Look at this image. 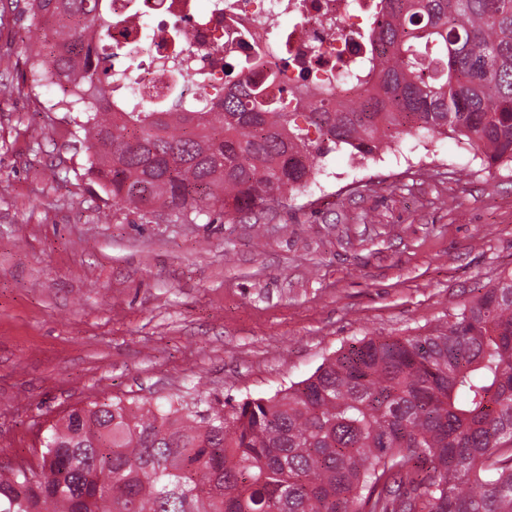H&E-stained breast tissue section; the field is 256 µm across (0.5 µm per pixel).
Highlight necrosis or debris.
<instances>
[{"mask_svg": "<svg viewBox=\"0 0 512 512\" xmlns=\"http://www.w3.org/2000/svg\"><path fill=\"white\" fill-rule=\"evenodd\" d=\"M112 9V97L128 103L163 95L166 66L182 62V95L193 100L224 92V61L262 55L278 71L277 88L300 98L305 87L336 77L339 61L354 59L356 39L372 21L374 0H108ZM287 14L292 26L267 19ZM134 61L133 82L124 79Z\"/></svg>", "mask_w": 512, "mask_h": 512, "instance_id": "obj_1", "label": "necrosis or debris"}]
</instances>
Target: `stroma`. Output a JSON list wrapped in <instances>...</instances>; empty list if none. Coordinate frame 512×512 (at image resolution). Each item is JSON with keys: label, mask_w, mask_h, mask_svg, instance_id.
<instances>
[{"label": "stroma", "mask_w": 512, "mask_h": 512, "mask_svg": "<svg viewBox=\"0 0 512 512\" xmlns=\"http://www.w3.org/2000/svg\"><path fill=\"white\" fill-rule=\"evenodd\" d=\"M49 30L0 0V465L115 398L272 396L363 337L415 336L512 271V167L452 136L327 154L315 184L251 218L187 224L113 205L57 86L20 53Z\"/></svg>", "instance_id": "stroma-1"}]
</instances>
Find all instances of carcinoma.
Wrapping results in <instances>:
<instances>
[{
    "label": "carcinoma",
    "instance_id": "obj_1",
    "mask_svg": "<svg viewBox=\"0 0 512 512\" xmlns=\"http://www.w3.org/2000/svg\"><path fill=\"white\" fill-rule=\"evenodd\" d=\"M105 0H27L56 25L22 52L90 143L112 202L192 223L246 214L409 131L512 165V0H378L367 56L304 112L237 74L224 99L112 101ZM0 512H512V272L427 335L362 338L268 398L92 403L48 428L39 470L0 468Z\"/></svg>",
    "mask_w": 512,
    "mask_h": 512
}]
</instances>
